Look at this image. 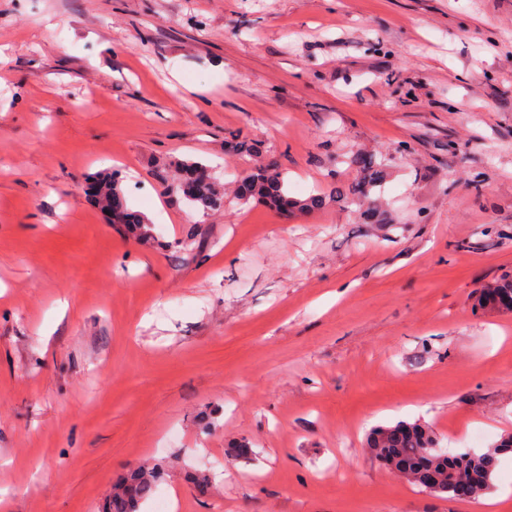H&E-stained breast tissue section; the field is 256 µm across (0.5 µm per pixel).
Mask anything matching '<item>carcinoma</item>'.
Returning a JSON list of instances; mask_svg holds the SVG:
<instances>
[{"label": "carcinoma", "instance_id": "carcinoma-1", "mask_svg": "<svg viewBox=\"0 0 512 512\" xmlns=\"http://www.w3.org/2000/svg\"><path fill=\"white\" fill-rule=\"evenodd\" d=\"M351 165L357 167L362 180L345 186H338L335 197L360 209L371 210L370 189L380 185L385 176L384 159L365 153H355L349 158ZM163 168H172L178 177L171 182L177 192L195 209L204 213L222 207L223 195L215 181L206 179L201 171L206 165L179 158H172L163 164ZM101 205L117 196H123L120 183L115 176H97ZM240 200L244 203H270L276 207L283 202L299 212H305L321 206L325 197L317 194L301 199L288 196L284 190L283 173L275 164L256 168L244 178V187L240 191ZM500 298L498 310L512 309V278L503 277L480 287L476 292L477 305L488 307L491 295ZM370 454L386 466L394 468L411 485L434 495L454 497V480L464 476L466 471L487 473L486 480L476 488L473 499H478L491 488L497 458L500 454L512 450V435L502 437L493 447L482 453L448 454V450L438 447L435 433L420 423L399 421L394 425L379 426L367 439ZM160 470L154 466H142L129 476L116 483L106 505L108 512H139L140 504L150 498L157 487Z\"/></svg>", "mask_w": 512, "mask_h": 512}]
</instances>
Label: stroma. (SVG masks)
<instances>
[{"label": "stroma", "mask_w": 512, "mask_h": 512, "mask_svg": "<svg viewBox=\"0 0 512 512\" xmlns=\"http://www.w3.org/2000/svg\"><path fill=\"white\" fill-rule=\"evenodd\" d=\"M0 53V512H102L143 464L176 512H483L366 438L512 434V311L473 305L512 274V0H0ZM358 152L371 219L332 197ZM271 158L326 204H241ZM174 168L178 177L168 186H175L195 209L204 213L218 210L223 204V195L213 178L205 179L201 171L208 167L200 162L172 158L163 164V169ZM110 210L111 214L115 216V219L132 225L135 230L139 232V236L141 238H152L153 228L149 220L144 215H142L144 218V223L135 224L139 219V215L137 213L126 210L122 200H116L112 202Z\"/></svg>", "instance_id": "1"}]
</instances>
